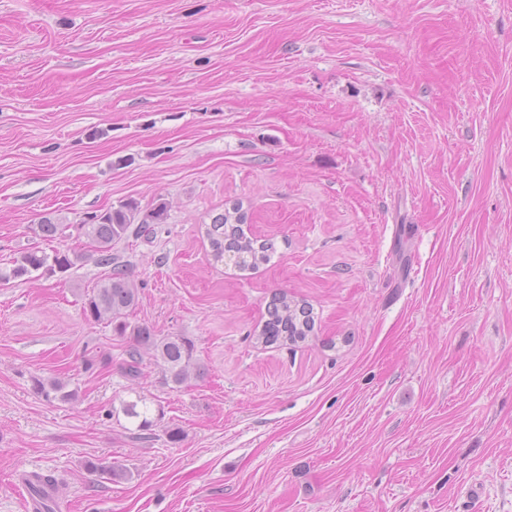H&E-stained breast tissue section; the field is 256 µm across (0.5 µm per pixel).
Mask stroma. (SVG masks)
I'll return each mask as SVG.
<instances>
[{"instance_id": "obj_1", "label": "stroma", "mask_w": 512, "mask_h": 512, "mask_svg": "<svg viewBox=\"0 0 512 512\" xmlns=\"http://www.w3.org/2000/svg\"><path fill=\"white\" fill-rule=\"evenodd\" d=\"M126 201L167 207L112 252L179 388L83 313L75 226ZM236 202L277 247L244 273ZM46 217L79 259L0 282V512L37 474L70 512H512V0H0V270ZM278 292L308 343L258 342ZM207 237L216 259L227 258L239 271L267 264L276 253L272 239L252 234L242 205L235 204L213 219ZM65 386L64 382L58 379L50 381H45V379L39 377L32 379L33 392L48 401L67 402L74 400L75 392L64 391ZM139 402H142V400L125 403L122 407V411L128 419L135 420L133 424L135 428H128L133 438L145 440L152 438L150 436L153 435L151 431H153L152 427L154 426V421L148 417L147 407L138 410Z\"/></svg>"}]
</instances>
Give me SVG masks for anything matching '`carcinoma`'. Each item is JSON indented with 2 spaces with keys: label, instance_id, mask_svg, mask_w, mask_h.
<instances>
[{
  "label": "carcinoma",
  "instance_id": "carcinoma-1",
  "mask_svg": "<svg viewBox=\"0 0 512 512\" xmlns=\"http://www.w3.org/2000/svg\"><path fill=\"white\" fill-rule=\"evenodd\" d=\"M166 220V207L162 204L141 212L131 203L113 207L103 214H94L77 225V230L86 236L94 247L96 263L109 269L107 280L98 288L84 294L83 312L96 321H105L113 326L120 336H128L133 345L127 350L126 373L131 378L141 375V350L153 352L163 367L166 385L182 386L193 374L200 372L196 362L194 343L183 336H157L149 327L133 324L128 320L139 297L137 288L128 278L126 265L112 254V244L131 235L147 236L154 231L153 225ZM69 228L47 218L36 225L35 232L43 240L51 242ZM207 237L216 259H228L240 271L252 270L267 264L276 253L275 243L252 234L248 217L242 205L235 204L216 216L207 229ZM74 259L57 250L46 252L35 250L23 253L8 271L0 273V280L21 277L33 272L51 275L64 273L72 268ZM315 319L311 308L286 293L273 296L268 307L267 319L263 322L258 339L265 345L298 344L314 335ZM32 390L38 396L61 402L72 401L75 393L65 390L64 382L46 381L35 377ZM123 414L134 420L131 435L136 439H148L152 435L154 421L148 417V409H139L138 402H127Z\"/></svg>",
  "mask_w": 512,
  "mask_h": 512
}]
</instances>
